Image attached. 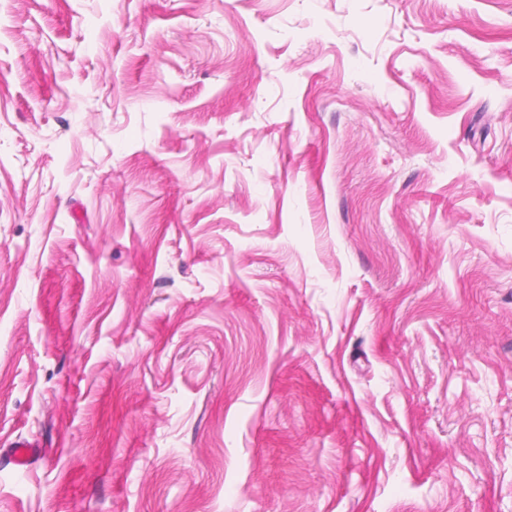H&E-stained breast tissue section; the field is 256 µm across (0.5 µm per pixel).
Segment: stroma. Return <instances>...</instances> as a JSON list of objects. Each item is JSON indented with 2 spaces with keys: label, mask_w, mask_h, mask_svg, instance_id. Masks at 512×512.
Here are the masks:
<instances>
[{
  "label": "stroma",
  "mask_w": 512,
  "mask_h": 512,
  "mask_svg": "<svg viewBox=\"0 0 512 512\" xmlns=\"http://www.w3.org/2000/svg\"><path fill=\"white\" fill-rule=\"evenodd\" d=\"M0 512H512V0H0Z\"/></svg>",
  "instance_id": "obj_1"
}]
</instances>
